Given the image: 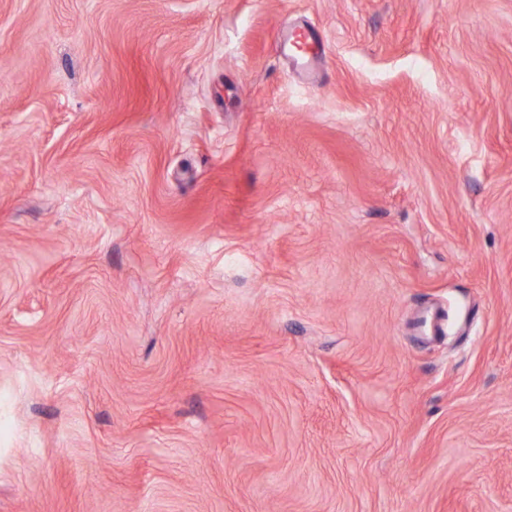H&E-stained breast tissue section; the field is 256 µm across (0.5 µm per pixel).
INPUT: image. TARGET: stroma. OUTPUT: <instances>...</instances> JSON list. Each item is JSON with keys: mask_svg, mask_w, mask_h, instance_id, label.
Returning <instances> with one entry per match:
<instances>
[{"mask_svg": "<svg viewBox=\"0 0 512 512\" xmlns=\"http://www.w3.org/2000/svg\"><path fill=\"white\" fill-rule=\"evenodd\" d=\"M0 512H512V0H0ZM286 48L304 59H319L325 53L324 44L312 38L310 34H300L292 38Z\"/></svg>", "mask_w": 512, "mask_h": 512, "instance_id": "1", "label": "stroma"}]
</instances>
